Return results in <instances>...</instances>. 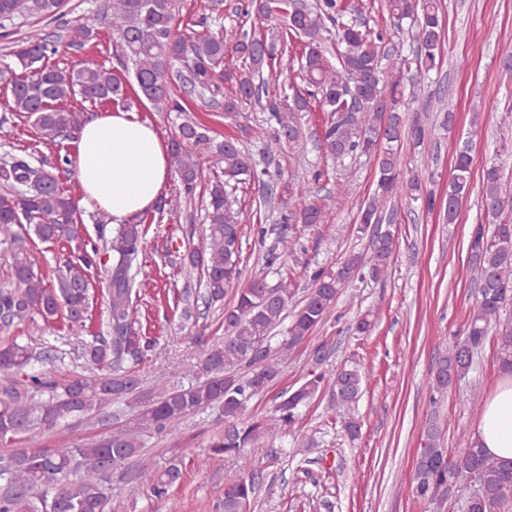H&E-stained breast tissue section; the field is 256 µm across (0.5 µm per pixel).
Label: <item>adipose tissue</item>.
I'll return each instance as SVG.
<instances>
[{
	"label": "adipose tissue",
	"instance_id": "adipose-tissue-1",
	"mask_svg": "<svg viewBox=\"0 0 512 512\" xmlns=\"http://www.w3.org/2000/svg\"><path fill=\"white\" fill-rule=\"evenodd\" d=\"M71 159L81 205L107 213L116 224L148 212L170 176L154 126L121 110L87 122ZM472 437L495 458L512 460V369L503 370L484 402Z\"/></svg>",
	"mask_w": 512,
	"mask_h": 512
}]
</instances>
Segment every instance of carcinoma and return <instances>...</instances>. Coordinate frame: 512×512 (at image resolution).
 I'll return each mask as SVG.
<instances>
[{
	"label": "carcinoma",
	"mask_w": 512,
	"mask_h": 512,
	"mask_svg": "<svg viewBox=\"0 0 512 512\" xmlns=\"http://www.w3.org/2000/svg\"><path fill=\"white\" fill-rule=\"evenodd\" d=\"M66 0H0V28L19 18L54 19ZM237 10L243 16L280 18L266 30H248L243 23L229 26L202 17L194 28L182 32L176 23L177 0H108L104 11L89 10L69 27V45L89 41L104 21L112 25L119 61L132 81L119 78L103 66L67 70L44 60L58 52V43L47 39L19 41L11 55L24 71L0 69V81L11 85L9 107L25 114L44 134L58 136L83 123V112L63 103L77 97L93 104L130 105L128 92L158 112L176 113L180 120L170 143L171 167L182 193L167 201L173 213L182 200L195 194L203 165L215 176L206 202L204 237L190 245L181 263L199 275L203 291L183 288L174 294V308L188 322L201 318L200 306L224 307V342L206 349L198 365L196 382L169 386L160 379L155 395L141 405L136 423L118 427L109 435L61 448H13L0 452V512H105L112 492L111 474L138 458L135 485L162 499L180 481L181 462L173 459L162 467L141 455L143 436L162 433L187 416L214 404L224 415V432L214 436L209 448L214 455L234 457L239 474L224 485L222 512H250L259 474L257 457L264 445L294 427L301 407L321 389L325 374L309 372L306 381L284 397L270 415L246 421L251 399L267 390L279 377L290 352L319 323L325 321L344 284L363 273L379 280L388 273L397 248V237L387 229L376 236L371 252L351 253L334 272L315 271L311 289L301 304L288 311L292 281L279 277L274 285L265 278L248 288L236 289L234 301L224 296L240 278L242 210L236 192L259 182L267 174L252 156L232 139L217 140L190 112L193 104L208 107L224 96L227 115L253 106L266 114L267 128L260 131L268 154L288 146L290 159L300 160L302 113L316 101L330 113L322 137L325 156L344 164L357 155L377 163V193L360 212V223L382 221V199L411 197L421 182L402 176L398 154L404 136L423 140L418 123L407 125L414 110L415 93H405V71L411 63L424 76L439 68L443 49L440 0H386L389 22L416 43L415 61L397 54L382 67L384 33L367 29L353 18L343 0H244ZM304 45L297 58V78L303 84L269 91V76L284 66L290 46ZM59 166H35L27 154H7L0 159V244L15 247L11 283L0 286V322L10 326L34 315L50 323L62 317L78 324L88 320L90 280L86 271L97 266L98 256L108 254L110 275L106 288L108 333L72 343L71 353L83 361L89 374L58 384L46 365L57 356L51 351L33 354L31 347L15 340L0 344V443L30 439L39 429L52 430L83 420L119 419L125 405L141 398L135 367L158 355L159 339L139 328V289L133 265L143 254L148 229L139 222L117 224L111 236L98 228L102 246L83 248L66 260L46 283L34 271L28 253L18 248L22 235L31 231L43 243L75 236L76 206L60 186ZM472 180L470 147L455 151L448 201L442 206L448 223L455 222ZM484 214L492 230L477 226L472 232L469 255L471 280L479 285V297L470 310L463 337L446 346L430 385L444 394L456 377L467 375L488 332L500 328L501 365L512 367V323L501 325L500 310L512 296V196L503 193L501 169L492 163L482 173ZM278 252L267 265L293 255L299 240L296 225L311 228L328 223L326 209L307 204L291 206L280 197ZM288 328L280 340L273 332L283 321ZM362 372L357 364L342 365L333 379L338 408L349 414L343 427L356 437L359 425L350 411L360 400ZM410 485L412 495L440 503L473 487L469 512H505L512 500V462L490 456L469 436L459 440V451L450 457L442 447L441 429L434 420L423 429Z\"/></svg>",
	"instance_id": "cac0c4a2"
}]
</instances>
